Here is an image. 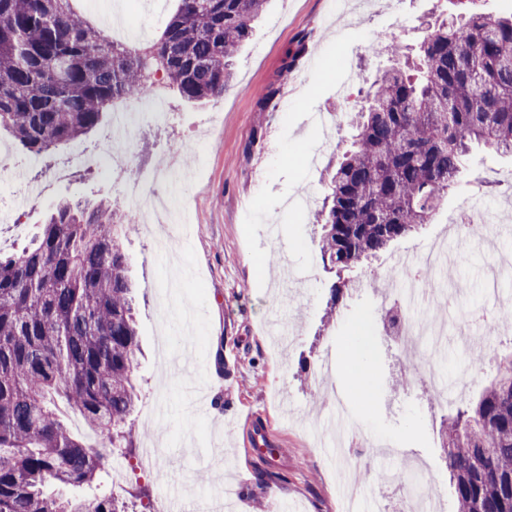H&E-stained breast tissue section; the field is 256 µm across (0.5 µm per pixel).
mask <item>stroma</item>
I'll list each match as a JSON object with an SVG mask.
<instances>
[{"instance_id":"obj_1","label":"stroma","mask_w":512,"mask_h":512,"mask_svg":"<svg viewBox=\"0 0 512 512\" xmlns=\"http://www.w3.org/2000/svg\"><path fill=\"white\" fill-rule=\"evenodd\" d=\"M457 11L453 0H269L234 61L223 98L189 103L163 89L166 112L144 115L128 144L136 171L175 153L192 172L168 188L185 225L164 248L158 240L166 227L125 197L126 174L83 161L106 137L111 117L47 156L28 154L0 133L8 154L0 160V211L24 214L22 228L0 223V251L20 250L63 198H107L117 215L136 216L138 229L125 243L140 285L135 444L141 449L163 438L169 460L158 478L131 482L129 492L163 494L175 512H197L200 503L227 492L234 512H343L357 471L370 477L387 468L401 481L422 467L446 496L443 512H458L441 449L444 415L431 412L423 381L428 359L419 351L406 359L381 337L370 287L384 280L391 258L442 243L452 259L443 278L456 284V302L448 310L428 306L427 319L456 324L483 302L487 264L512 256V230L499 231L492 246L463 249L448 221L475 196L496 220L512 214L500 185L512 174V156L476 147L433 223L345 271L344 279L364 290L344 295L334 308V277L322 268L314 218L330 172L351 144L354 112L388 64L385 54L372 52L373 43L419 42L428 23ZM305 32L312 35L307 54L280 79L286 51ZM276 82L281 92L273 111H258V91ZM202 133L206 148L198 153L193 139ZM271 224L279 228L274 239L266 233ZM260 255L272 261L261 275L255 271ZM356 331L374 362V390L364 409L352 401L340 370L325 377L317 368L325 354L341 359ZM446 345V376L478 361L480 377L465 392L473 399L494 376L497 359L512 353V331L487 343L475 335L467 344L451 333ZM192 386L210 400L205 413L195 411ZM346 420L362 425L370 440L388 443L390 453L336 457L331 440ZM257 422L265 424L270 447L282 451L275 465L249 442ZM262 471L269 477L260 486L255 476Z\"/></svg>"}]
</instances>
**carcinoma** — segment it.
Here are the masks:
<instances>
[{"mask_svg":"<svg viewBox=\"0 0 512 512\" xmlns=\"http://www.w3.org/2000/svg\"><path fill=\"white\" fill-rule=\"evenodd\" d=\"M71 0H0V129L40 156L92 131L161 74L188 102L224 96L267 0H180L161 37L118 45ZM417 54L396 41L316 214L320 257L349 268L428 224L472 144L512 153V16L456 0ZM302 35L283 70L307 49ZM133 218L58 203L21 253L0 257V512H130L109 492L76 498L112 454L132 452L139 345L129 258ZM96 437L82 443L56 399ZM465 512H512V355L477 402L448 419L444 445Z\"/></svg>","mask_w":512,"mask_h":512,"instance_id":"1","label":"carcinoma"}]
</instances>
